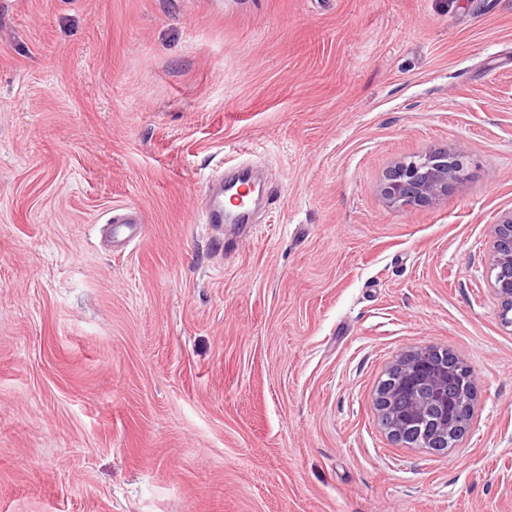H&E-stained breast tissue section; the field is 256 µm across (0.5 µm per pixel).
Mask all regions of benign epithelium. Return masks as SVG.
Instances as JSON below:
<instances>
[{
  "label": "benign epithelium",
  "instance_id": "benign-epithelium-1",
  "mask_svg": "<svg viewBox=\"0 0 512 512\" xmlns=\"http://www.w3.org/2000/svg\"><path fill=\"white\" fill-rule=\"evenodd\" d=\"M465 148L438 150L396 162L386 173L382 193L397 207L410 208L448 197L467 177ZM488 285L500 305L502 323L512 327V210L491 225ZM446 349L408 351L392 369L398 381L381 384L375 406L381 423L396 440L415 448L443 450L438 442L452 431L461 441L468 433L476 399V379L467 369L452 374Z\"/></svg>",
  "mask_w": 512,
  "mask_h": 512
}]
</instances>
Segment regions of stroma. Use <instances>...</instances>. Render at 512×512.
Instances as JSON below:
<instances>
[{
  "label": "stroma",
  "mask_w": 512,
  "mask_h": 512,
  "mask_svg": "<svg viewBox=\"0 0 512 512\" xmlns=\"http://www.w3.org/2000/svg\"><path fill=\"white\" fill-rule=\"evenodd\" d=\"M459 145L448 198L386 204ZM228 161L264 200L222 247ZM510 209L512 0H0V512H512ZM420 347L477 381L440 453L375 407ZM463 146L412 156L396 162L386 173L382 193L390 204L410 208L448 197L467 177ZM242 180L251 181V178L242 172L232 178H221L207 188L201 207L203 224H224L225 192H231ZM488 253V285L500 305L502 323L512 327V210L491 225ZM114 225V243L133 241L139 238L144 231V225L138 218H134L128 212H119L112 215ZM121 228L122 233L117 234L115 228Z\"/></svg>",
  "instance_id": "35a3bbf8"
}]
</instances>
